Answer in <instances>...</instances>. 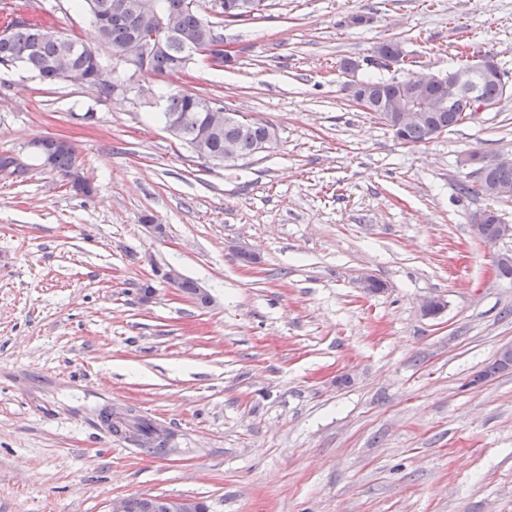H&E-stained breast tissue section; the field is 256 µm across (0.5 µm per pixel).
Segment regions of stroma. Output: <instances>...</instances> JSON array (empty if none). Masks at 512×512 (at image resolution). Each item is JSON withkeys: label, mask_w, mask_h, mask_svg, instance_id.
Listing matches in <instances>:
<instances>
[{"label": "stroma", "mask_w": 512, "mask_h": 512, "mask_svg": "<svg viewBox=\"0 0 512 512\" xmlns=\"http://www.w3.org/2000/svg\"><path fill=\"white\" fill-rule=\"evenodd\" d=\"M96 46L76 0H0ZM235 61L99 96L0 71V512H108L157 495L208 512H512V239L475 245L465 154L512 157V96L411 147L350 101L342 59L399 41L446 73L462 44L512 78V0H266L220 24ZM178 88L272 123L276 145L213 165L164 130ZM69 139L75 192L23 146ZM164 225L154 236L143 223ZM259 261L243 264L239 248ZM177 270L212 298H182ZM383 281L364 295L361 273ZM151 298H144V286ZM442 299L438 315L420 310ZM163 426L129 445L102 409Z\"/></svg>", "instance_id": "35a3bbf8"}]
</instances>
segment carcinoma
<instances>
[{
	"mask_svg": "<svg viewBox=\"0 0 512 512\" xmlns=\"http://www.w3.org/2000/svg\"><path fill=\"white\" fill-rule=\"evenodd\" d=\"M97 28L99 42L110 56L125 52L134 36L143 38L158 36L167 40V45L156 52L150 64V70L159 77H168L181 72L183 45L190 44L195 51H208L206 27L215 26L208 20L200 7H191L193 0H156L157 11L163 23L151 27L144 24L137 14L141 0H82ZM239 0H222V9L215 16L227 20H242L249 14L236 9ZM3 32L6 38H0V68L23 66L33 71L47 84L65 82L60 65L68 61L71 67L81 72L86 87L103 96L112 93V82L119 79L114 68L104 64L98 51L77 38L60 35L53 24L40 18L5 17ZM389 40L378 44L374 55L378 59L370 60L371 65L380 71V75L364 80L370 90L373 102L387 101L398 92L397 77L386 76L390 72L384 60L391 57ZM495 75L478 81L479 95L487 101H496L512 91L508 85L506 73L493 64ZM474 109L469 97L464 94L450 95L448 88L435 84L428 91V114L426 122L389 129L401 143L419 146L431 141V132H442L457 126L468 118ZM163 125L170 121H179L178 139L192 149L205 144L206 150L213 156L224 155V145L232 143L242 155H253L273 147L271 139L273 126L267 122L248 116L234 115L233 122L224 129L203 137L207 128L205 98L183 90H174L164 96L163 112L160 113ZM41 146L52 150V171L68 180H74L73 187L84 193L91 191L88 183L78 177L77 150L72 144L60 146L45 138ZM512 181V170L490 168L477 178V191L488 195L496 182ZM512 366V349L499 353L498 358L470 381L474 385L499 371ZM101 422L115 435H129V439L143 447L150 448L156 454L169 451L170 434L163 433L152 421L147 420L129 409L116 413L104 409L100 413ZM136 512H170L169 502L159 496H139L135 498Z\"/></svg>",
	"mask_w": 512,
	"mask_h": 512,
	"instance_id": "carcinoma-1",
	"label": "carcinoma"
}]
</instances>
